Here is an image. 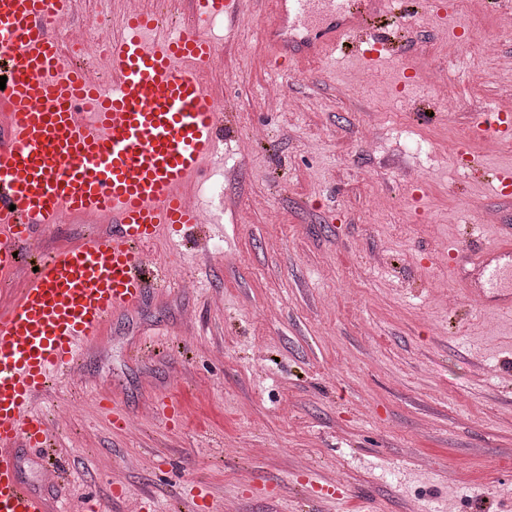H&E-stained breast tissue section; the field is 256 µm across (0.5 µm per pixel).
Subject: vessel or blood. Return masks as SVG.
<instances>
[{
  "instance_id": "vessel-or-blood-1",
  "label": "vessel or blood",
  "mask_w": 512,
  "mask_h": 512,
  "mask_svg": "<svg viewBox=\"0 0 512 512\" xmlns=\"http://www.w3.org/2000/svg\"><path fill=\"white\" fill-rule=\"evenodd\" d=\"M73 0H0V283L39 232L66 220L109 224L108 235L54 253L0 308V512H58L47 487L20 475L21 454L51 455L52 431L37 407L71 378L77 360L116 313L139 307L163 272L144 256L162 231L198 223L187 194L217 152L224 114L203 75L217 19L237 29L244 0H187L183 25L155 7L125 16L107 44L110 88L87 78V63L63 44L54 22ZM391 0H276L263 39L274 66L302 71L332 54L400 62L399 15ZM367 36L371 49L354 47ZM478 138L512 136V112L495 124L476 117ZM494 244L449 262L465 294L512 316V226Z\"/></svg>"
}]
</instances>
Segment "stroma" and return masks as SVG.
Masks as SVG:
<instances>
[{
  "label": "stroma",
  "instance_id": "obj_1",
  "mask_svg": "<svg viewBox=\"0 0 512 512\" xmlns=\"http://www.w3.org/2000/svg\"><path fill=\"white\" fill-rule=\"evenodd\" d=\"M456 2L408 17L406 88L383 62L271 70L274 0L246 6L235 35L213 23L209 85L234 134L190 197L201 226L150 246L169 283L112 316L39 405L67 512H512V323L460 293L446 258L490 242L486 213L512 225V197L451 152L512 166V142L472 136L474 113L512 106V32ZM142 4L75 0L55 27L107 40ZM458 28L472 46L453 58ZM436 67L466 109L431 91ZM283 84L294 107L270 111ZM109 230L77 219L33 247Z\"/></svg>",
  "mask_w": 512,
  "mask_h": 512
}]
</instances>
